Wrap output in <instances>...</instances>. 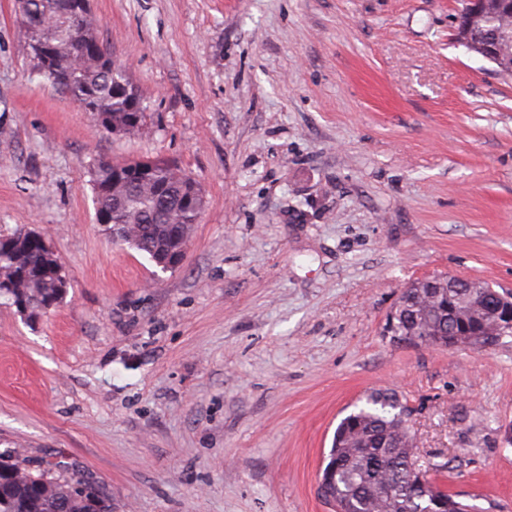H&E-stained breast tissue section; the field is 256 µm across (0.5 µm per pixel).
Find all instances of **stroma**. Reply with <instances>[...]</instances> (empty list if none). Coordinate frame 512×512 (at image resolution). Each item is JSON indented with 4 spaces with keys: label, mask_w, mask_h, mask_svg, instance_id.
<instances>
[{
    "label": "stroma",
    "mask_w": 512,
    "mask_h": 512,
    "mask_svg": "<svg viewBox=\"0 0 512 512\" xmlns=\"http://www.w3.org/2000/svg\"><path fill=\"white\" fill-rule=\"evenodd\" d=\"M147 104L106 133L32 72L0 0V236L69 282L0 298V452L97 482L112 512H332L319 477L373 388L435 484L512 512V336L383 335L412 281L512 293V77L456 39L460 0H91ZM164 160L205 197L182 263L112 245L88 169Z\"/></svg>",
    "instance_id": "35a3bbf8"
}]
</instances>
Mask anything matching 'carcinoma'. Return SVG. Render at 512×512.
<instances>
[{
  "instance_id": "carcinoma-1",
  "label": "carcinoma",
  "mask_w": 512,
  "mask_h": 512,
  "mask_svg": "<svg viewBox=\"0 0 512 512\" xmlns=\"http://www.w3.org/2000/svg\"><path fill=\"white\" fill-rule=\"evenodd\" d=\"M70 0H19L18 14L27 31L55 44L58 72L65 75L70 96L88 98L100 125L108 132L136 122L142 125L146 108L130 81L126 67L102 46L91 51L86 39L97 36L99 20L87 11L72 15ZM509 4L485 22L498 31L512 28ZM148 181L120 172V165L99 159L90 168L97 204V220L112 236V226H129L123 243L155 262L189 240L199 223L203 199L197 183L171 164L145 159ZM65 276L54 252L35 234L19 229L0 241V281L12 283L20 294L35 301L63 299L57 283ZM406 289L414 302L394 306L393 334L412 345H448V338L476 346L488 336L490 313L501 316L508 303L500 292L482 284L474 300L459 303L440 293L434 299ZM398 395L374 389L365 403L344 417L336 428L320 481V495L336 512H470L457 495L429 483L419 468L415 436ZM0 512H112L102 489L74 473H55L52 466L33 468L0 454Z\"/></svg>"
}]
</instances>
